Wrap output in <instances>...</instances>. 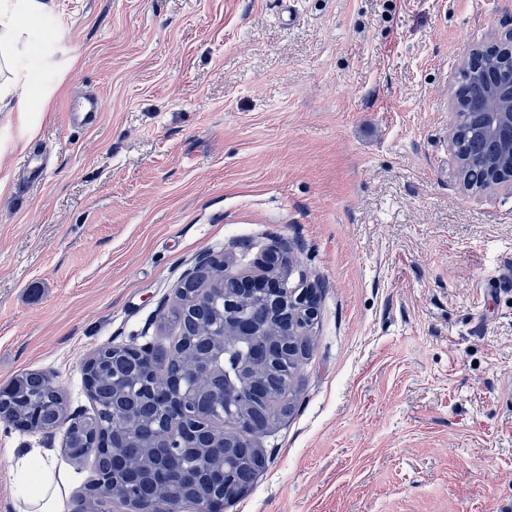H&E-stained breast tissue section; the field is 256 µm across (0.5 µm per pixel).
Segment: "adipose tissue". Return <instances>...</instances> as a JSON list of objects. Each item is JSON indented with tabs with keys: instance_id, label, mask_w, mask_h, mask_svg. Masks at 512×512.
<instances>
[{
	"instance_id": "adipose-tissue-1",
	"label": "adipose tissue",
	"mask_w": 512,
	"mask_h": 512,
	"mask_svg": "<svg viewBox=\"0 0 512 512\" xmlns=\"http://www.w3.org/2000/svg\"><path fill=\"white\" fill-rule=\"evenodd\" d=\"M49 0H0V72L16 71L31 43V21L48 15ZM18 512H64L66 477L56 471L52 454L25 448L13 457Z\"/></svg>"
}]
</instances>
